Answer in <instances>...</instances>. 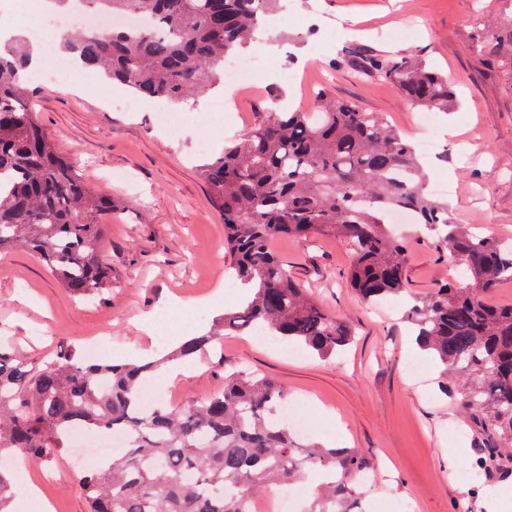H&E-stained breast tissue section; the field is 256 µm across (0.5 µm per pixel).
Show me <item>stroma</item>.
<instances>
[{"label":"stroma","instance_id":"obj_1","mask_svg":"<svg viewBox=\"0 0 512 512\" xmlns=\"http://www.w3.org/2000/svg\"><path fill=\"white\" fill-rule=\"evenodd\" d=\"M512 0H297L294 18L269 34L277 54L255 52L267 73L297 74L293 83H272L237 96L238 111L178 104L186 115L173 137L158 128L150 106L116 111L106 100L116 89L99 72H84L79 90L63 94L56 84L31 82L36 116L58 150L79 158V173L112 194L116 211L106 244L112 291L76 296L62 288L32 252L0 253V336L12 337L33 363L64 353L84 355L101 346V359L140 358V317H160L162 352L182 339L180 325L192 312L172 302L203 300L224 291L225 312L242 303L227 287L231 258L224 223L199 175L206 156L200 134L234 139L264 113L284 106L310 109L319 93L382 114L402 136H419L420 107L391 82L344 64L364 46L410 55L447 75L458 105L434 115L437 146L426 155L431 182L448 185V207L458 223L481 225L486 234L512 241V67L490 65L471 49L480 23L504 13ZM409 255L408 282L420 297L437 282L457 276L454 258L437 257L426 239L401 231ZM273 249L289 274L330 314L348 324L354 341L339 355L296 354L270 339L247 333L197 355L190 375L161 383L162 399L200 400L224 384V373L246 368L273 378L288 392L306 423L302 444L359 449L374 465L375 488L361 500L364 512H512V473H476L474 464L499 439L462 423L447 395L441 366L414 344L402 308L365 305L347 278L350 256L329 237L279 239ZM421 362L412 375L408 364ZM457 436H449V429ZM50 463L25 468L51 512H88L69 450Z\"/></svg>","mask_w":512,"mask_h":512}]
</instances>
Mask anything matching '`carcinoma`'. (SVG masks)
<instances>
[{
    "mask_svg": "<svg viewBox=\"0 0 512 512\" xmlns=\"http://www.w3.org/2000/svg\"><path fill=\"white\" fill-rule=\"evenodd\" d=\"M103 12L151 19L138 33H74L65 45L82 65L130 93L161 103L199 95L224 77V59L253 37L272 0H85ZM473 41L480 56L512 64V15L488 23ZM349 55L359 67L396 84L412 103L446 112L456 95L448 78L406 56ZM25 45L0 52V251L24 247L77 296L109 290L106 258L112 196L89 187L75 159L58 153L28 104L19 73ZM200 176L224 220L236 281L251 299L224 315V331L260 328L290 346L328 355L352 342L351 328L328 315L273 253L278 237H332L349 252L348 278L375 303L407 291V247L389 225L406 210L437 253L451 252L466 283L454 279L415 299L403 319L421 349L449 368L458 406L512 444V305L487 295L512 281V244L458 224L427 191L415 146L375 112L322 94L313 111L268 112ZM221 340L187 336L174 356L186 359ZM157 362H89L60 354L41 365L18 358L0 338V454L43 464L61 452L75 426L122 430L127 444L108 466L84 475L89 512H254L270 486L321 469L306 512H358L371 464L356 448H304L278 410L288 393L269 377L235 369L224 387L200 401L139 408ZM502 449L477 461L501 471ZM16 489L0 466V512Z\"/></svg>",
    "mask_w": 512,
    "mask_h": 512,
    "instance_id": "cac0c4a2",
    "label": "carcinoma"
}]
</instances>
